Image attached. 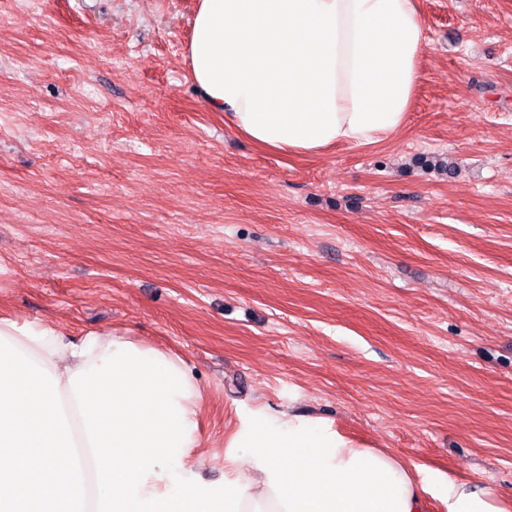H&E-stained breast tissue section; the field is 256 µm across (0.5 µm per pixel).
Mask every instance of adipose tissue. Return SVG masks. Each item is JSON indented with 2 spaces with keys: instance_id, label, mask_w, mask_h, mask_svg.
Instances as JSON below:
<instances>
[{
  "instance_id": "1",
  "label": "adipose tissue",
  "mask_w": 512,
  "mask_h": 512,
  "mask_svg": "<svg viewBox=\"0 0 512 512\" xmlns=\"http://www.w3.org/2000/svg\"><path fill=\"white\" fill-rule=\"evenodd\" d=\"M426 34L416 0H197L185 54L207 107L285 155L378 143L406 123ZM0 334L59 381L85 512H423L420 464L333 421L249 411L205 482L201 389L172 352L116 330L64 340L0 318ZM447 512H502L494 494L432 475Z\"/></svg>"
}]
</instances>
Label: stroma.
Here are the masks:
<instances>
[{"label": "stroma", "instance_id": "obj_1", "mask_svg": "<svg viewBox=\"0 0 512 512\" xmlns=\"http://www.w3.org/2000/svg\"><path fill=\"white\" fill-rule=\"evenodd\" d=\"M417 4L405 127L300 157L196 92V0H0V317L180 356L204 480L263 405L512 512V0Z\"/></svg>", "mask_w": 512, "mask_h": 512}]
</instances>
